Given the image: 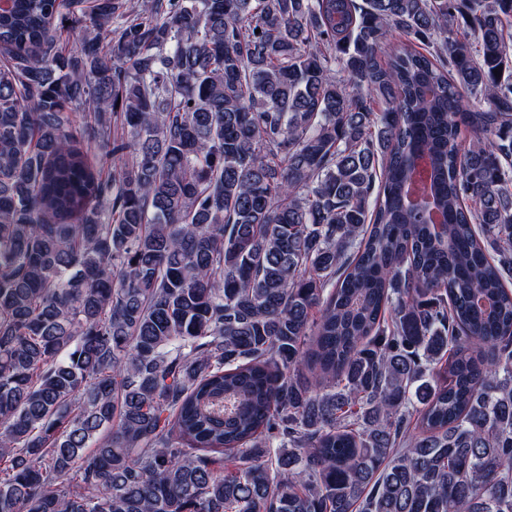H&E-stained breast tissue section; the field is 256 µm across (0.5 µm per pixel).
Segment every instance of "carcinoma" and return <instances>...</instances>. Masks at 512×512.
I'll use <instances>...</instances> for the list:
<instances>
[{"label":"carcinoma","instance_id":"1","mask_svg":"<svg viewBox=\"0 0 512 512\" xmlns=\"http://www.w3.org/2000/svg\"><path fill=\"white\" fill-rule=\"evenodd\" d=\"M0 48V512H512V0H11Z\"/></svg>","mask_w":512,"mask_h":512}]
</instances>
